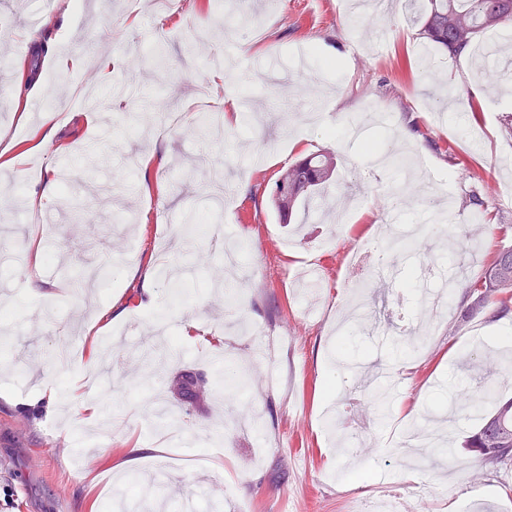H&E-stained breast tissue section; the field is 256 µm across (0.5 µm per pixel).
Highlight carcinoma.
<instances>
[{
    "label": "carcinoma",
    "instance_id": "carcinoma-1",
    "mask_svg": "<svg viewBox=\"0 0 512 512\" xmlns=\"http://www.w3.org/2000/svg\"><path fill=\"white\" fill-rule=\"evenodd\" d=\"M418 22L424 41L457 57L481 35L512 22V0H427ZM336 165V155L323 151L305 156L282 173L271 195V206L282 223H291L296 213L332 182ZM468 288L472 301L464 317L479 314L491 305L496 306L497 316H506L512 310L508 306L512 301V249L500 251ZM199 382L197 373L182 371L176 380L178 393L187 401L193 400ZM466 447L484 466L512 463V398L498 403L468 438Z\"/></svg>",
    "mask_w": 512,
    "mask_h": 512
}]
</instances>
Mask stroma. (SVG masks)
<instances>
[{"label": "stroma", "instance_id": "obj_1", "mask_svg": "<svg viewBox=\"0 0 512 512\" xmlns=\"http://www.w3.org/2000/svg\"><path fill=\"white\" fill-rule=\"evenodd\" d=\"M354 2L71 0L34 30L54 0H0V241L40 266L35 285L0 278L16 315L0 322V512H139L147 496L130 486L146 473L166 512H512V464L478 470L464 446L493 407L465 362L499 356L494 392L512 397V314L462 318L459 288L446 311L420 303L457 265L471 280L512 247V93L496 62L423 53L403 0L367 15ZM227 55L228 84L215 78ZM21 68L41 86L24 114ZM447 88L467 108H446ZM204 90L257 119L214 139ZM373 147L398 162L373 169ZM155 149L166 164L143 167ZM324 150L337 182L304 226L280 223L275 180ZM387 218L424 236L412 252L385 237L378 281L358 247ZM450 225L475 233L478 259L449 255ZM352 301L369 311L354 372L334 351ZM271 336L288 340L273 388ZM187 368L203 377L192 403L172 391ZM424 418L445 447L390 445L391 421Z\"/></svg>", "mask_w": 512, "mask_h": 512}]
</instances>
